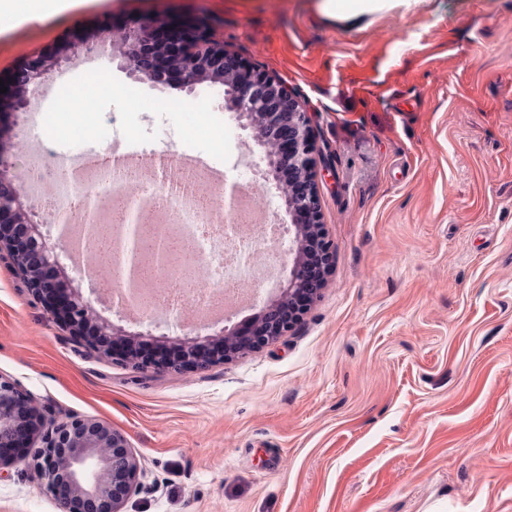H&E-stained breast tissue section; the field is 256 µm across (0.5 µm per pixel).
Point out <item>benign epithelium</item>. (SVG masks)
I'll return each mask as SVG.
<instances>
[{
    "mask_svg": "<svg viewBox=\"0 0 512 512\" xmlns=\"http://www.w3.org/2000/svg\"><path fill=\"white\" fill-rule=\"evenodd\" d=\"M112 46V60L139 82L178 87L230 85V111L250 130L266 154L265 178L275 183L290 224L285 280L277 293L247 321L209 334L195 327L181 336L154 333L160 322L141 319L130 332L103 317L89 295L74 285L63 259L50 247L37 212L12 173V129L5 117L28 111L46 75L80 57ZM0 80V249L23 274L46 313L92 348L141 368L204 370L219 361L259 349L291 329L324 285L332 264V244L322 221L317 187L328 161L319 153L305 104L267 72L250 65L215 38L196 18H131L120 26L101 21L76 29L34 59L21 62ZM34 476L57 500L61 512H121L132 494L138 461L125 437L92 419L47 416L13 383L0 378V469L28 459L35 441Z\"/></svg>",
    "mask_w": 512,
    "mask_h": 512,
    "instance_id": "7a95c632",
    "label": "benign epithelium"
}]
</instances>
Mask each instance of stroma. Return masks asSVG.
Segmentation results:
<instances>
[{
  "label": "stroma",
  "mask_w": 512,
  "mask_h": 512,
  "mask_svg": "<svg viewBox=\"0 0 512 512\" xmlns=\"http://www.w3.org/2000/svg\"><path fill=\"white\" fill-rule=\"evenodd\" d=\"M160 13L218 38L304 101L332 168L319 178L333 245L324 288L264 347L198 371L142 370L71 336L0 251V378L55 417L104 421L136 456L122 512H512V0H422L357 18L322 0H73L0 32V74L70 29ZM111 86L76 138L33 114L38 143L113 140L223 155L186 114L265 162L223 93L135 81L104 52L50 74L43 97ZM139 111H126L129 94ZM0 512H60L22 464Z\"/></svg>",
  "instance_id": "obj_1"
}]
</instances>
